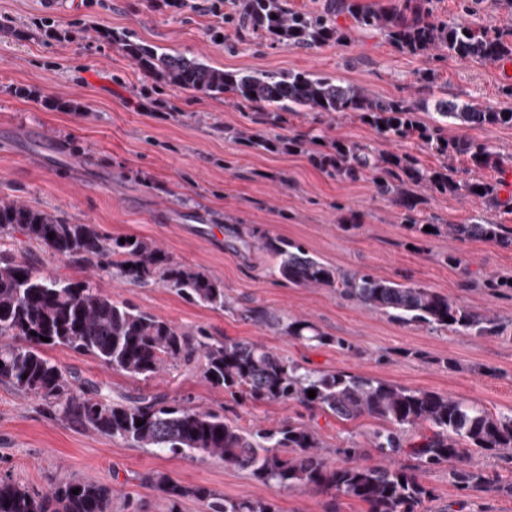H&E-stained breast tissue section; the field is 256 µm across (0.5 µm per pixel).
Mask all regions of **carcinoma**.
Instances as JSON below:
<instances>
[{
  "label": "carcinoma",
  "mask_w": 512,
  "mask_h": 512,
  "mask_svg": "<svg viewBox=\"0 0 512 512\" xmlns=\"http://www.w3.org/2000/svg\"><path fill=\"white\" fill-rule=\"evenodd\" d=\"M331 2L323 11L301 12L288 8L287 0H237L233 19L240 29L287 47L314 48L346 39L335 20L346 14L356 28L377 30L391 46L413 55L477 63L512 59V30L441 20L435 15L434 0H399L390 12L364 8L357 0ZM103 37L118 44L155 82L181 91L229 95L242 105L256 106L257 112L251 115L255 128L246 134L233 131L232 138L257 150L303 154L338 181L372 174L378 194L400 209L404 224L415 226L427 220L417 209L420 195L451 194L483 204L498 200L494 183L466 177L471 167L499 165L498 156L487 145L453 135L441 124L417 121L415 113L427 107L425 100L380 97L361 85L307 72L224 70L180 53H160L119 31L108 30ZM435 109L457 125L512 127V106H459L441 100ZM290 112H316L328 118L354 113L387 140L418 139L443 157V163L426 168L412 153L370 152L342 139L322 149V136L311 130L288 137L275 132ZM462 159L469 167L461 170L456 162ZM479 188L483 192H477ZM431 228L435 236L479 238L512 247V235L501 225L485 224L478 217L468 224H433ZM17 230L72 264L109 272L140 286L159 284L213 310L231 308L220 281L173 260L143 238L122 243L103 235L94 224H71L55 213L1 200L0 239L12 238ZM227 230L243 248L262 237V247L275 260L272 274L291 285L334 288L341 297L385 312L403 324L473 338L496 336L502 329L496 313L474 312L432 288L359 271L339 275L298 243L261 236L250 224H230ZM239 312L241 319L279 335L315 345L333 342L304 318L257 306ZM48 345L91 355L116 372L144 381L171 366H192L235 401L297 402L342 421L370 418L378 427L367 433L365 445L340 449L345 461L334 466L308 425L247 429L188 400L170 405L144 392L116 402L108 398L105 384L82 381L47 358L43 348ZM0 382L45 404L62 421L130 446L214 458L280 488L304 486L335 498L357 499L368 506V512H423L431 491L419 472L444 464L461 489L482 490L493 484L512 495L511 479L499 474L492 479L474 466L455 467L473 452L512 449V415H493L449 393L343 371L306 369L261 342L216 340L203 328L185 329L130 302L114 300L87 283L46 272L6 247L0 249ZM309 390L316 391V397H308ZM139 421L143 425H137ZM408 431L418 441L403 443L402 433ZM365 446L373 450L371 464L357 462ZM281 448L292 449L293 455L281 457ZM401 455L414 458L416 469L398 465ZM141 483L165 495L169 512H180V501L188 497L204 503L207 512H278L269 500L224 497L203 486L174 483L159 472L142 475ZM76 488L79 492L72 493ZM112 495V487L103 483L64 478L50 491L39 493L1 478L0 512H110Z\"/></svg>",
  "instance_id": "carcinoma-1"
}]
</instances>
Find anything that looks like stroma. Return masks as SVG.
Returning a JSON list of instances; mask_svg holds the SVG:
<instances>
[{
  "mask_svg": "<svg viewBox=\"0 0 512 512\" xmlns=\"http://www.w3.org/2000/svg\"><path fill=\"white\" fill-rule=\"evenodd\" d=\"M439 16L457 22L512 29V8L481 5L463 13L458 0H437ZM0 200H17L54 212L73 224H93L111 238L154 241L171 258L221 281L227 311L186 302L157 284L135 285L55 257L16 235L13 244L42 268L89 282L112 299L214 338L264 343L287 359L317 371H345L413 388L451 393L493 414L512 413V249L481 239L429 235L401 224L391 201L378 195L371 175L337 181L302 154L270 153L227 136L250 126L247 108L224 97L183 92L143 77L136 63L102 38L106 29L164 50L204 58L227 70L303 71L340 78L383 97L511 103L502 94L512 76L502 64L434 62L398 51L379 32L354 29L337 18L344 42L312 49L270 44L191 8H156L151 0H0ZM435 69L431 86L419 81ZM375 152L416 154L435 168L442 160L420 141H389L358 117L313 120L289 116L286 134L309 129ZM500 155L480 178L498 185L499 202L482 206L437 195L422 210L438 224L472 216L512 229V127L462 130ZM301 244L341 272L364 271L404 284L432 288L476 312L490 310L504 330L489 338L459 336L404 325L342 298L332 288H301L270 273L263 250L234 252L224 245L226 220ZM498 287H489V280ZM262 306L303 317L332 336L308 345L242 320L238 308ZM46 355L67 371L106 382L113 396L145 391L222 413L250 427L306 424L318 434L329 462L362 440L373 420L343 421L299 403H237L210 386L195 369L177 367L142 381L98 359L61 346ZM159 471L174 482L208 487L233 498L272 501L279 512H367L365 504L308 487L280 489L248 470L211 458L135 448L61 421L49 409L0 383V478L36 491L61 477L110 485L112 512H168L143 474ZM432 497L426 512H512V496L492 489L466 491L447 469L424 474Z\"/></svg>",
  "mask_w": 512,
  "mask_h": 512,
  "instance_id": "1",
  "label": "stroma"
}]
</instances>
